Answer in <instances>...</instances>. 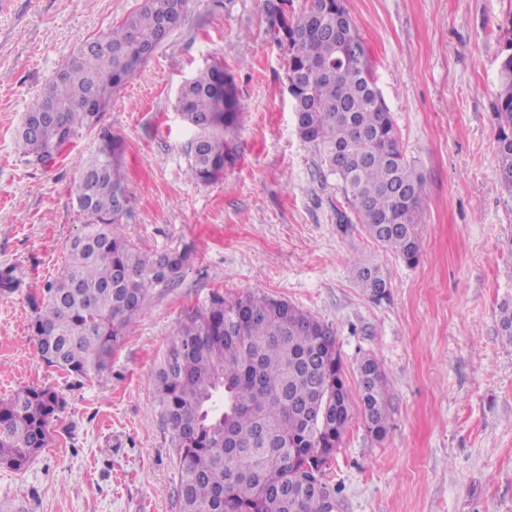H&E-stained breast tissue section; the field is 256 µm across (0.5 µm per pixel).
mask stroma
Returning <instances> with one entry per match:
<instances>
[{"label": "stroma", "instance_id": "35a3bbf8", "mask_svg": "<svg viewBox=\"0 0 512 512\" xmlns=\"http://www.w3.org/2000/svg\"><path fill=\"white\" fill-rule=\"evenodd\" d=\"M140 2L0 0V274L16 279L0 289V399L49 386L65 400L49 447L25 470L0 465V512H178L155 371L187 313L252 291L332 324L350 393L362 356L384 368L389 431L374 439L354 414L325 472L336 512H512V347L498 335L512 297V194L492 109L512 0H346L427 183L412 266L361 224L338 223L349 207L296 132L266 0H191L103 124L126 145L129 240L194 260L119 338L106 371L76 378L44 363L29 324L83 222L73 186L97 136L42 166L16 153L14 135L71 53ZM213 62L233 75L244 121L226 136L223 176L197 184L186 176L195 130L174 103ZM357 254L379 267L386 298L361 288Z\"/></svg>", "mask_w": 512, "mask_h": 512}]
</instances>
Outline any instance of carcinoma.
<instances>
[{
	"instance_id": "obj_1",
	"label": "carcinoma",
	"mask_w": 512,
	"mask_h": 512,
	"mask_svg": "<svg viewBox=\"0 0 512 512\" xmlns=\"http://www.w3.org/2000/svg\"><path fill=\"white\" fill-rule=\"evenodd\" d=\"M270 4L274 40L286 56L288 92L300 137L321 150L353 214L375 242L407 264L421 245L415 217L427 194L424 176L400 148L395 120L345 0ZM189 0H143L120 24L79 46L25 113L16 150L43 166L56 162L82 130L97 133L74 186L85 222L68 246L64 271L44 286L30 329L41 359L88 378L108 365L118 338L153 295L173 287L193 259L189 249L144 251L124 232L129 216L121 139L102 126L112 91L162 44L161 22L179 27ZM499 69L493 112L499 175L512 193V38ZM175 108L193 126L186 176L209 183L224 173V132L242 122L233 76L213 63L179 88ZM374 300L387 283L372 260H351ZM499 335L512 346V299L499 307ZM160 413L179 460V512H320L308 488L321 485L335 512L336 489L324 480L330 455L353 415L332 325L260 293L215 297L187 315L155 372ZM359 407L377 440L389 429L385 371L373 357L359 365ZM51 387L29 386L0 401V465L25 469L46 447L63 408Z\"/></svg>"
}]
</instances>
